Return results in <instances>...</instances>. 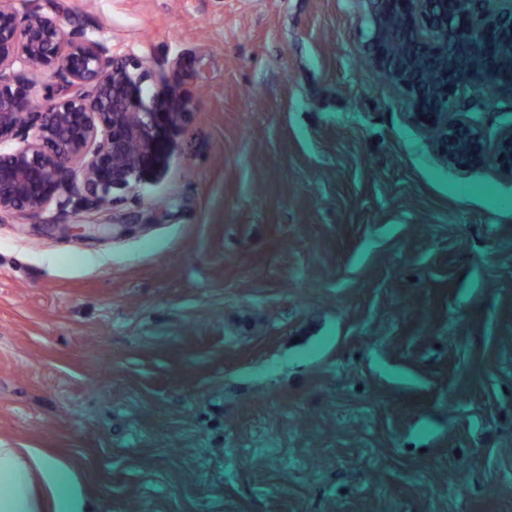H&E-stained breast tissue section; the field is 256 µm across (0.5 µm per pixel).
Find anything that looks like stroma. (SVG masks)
I'll return each instance as SVG.
<instances>
[{"label": "stroma", "instance_id": "stroma-1", "mask_svg": "<svg viewBox=\"0 0 512 512\" xmlns=\"http://www.w3.org/2000/svg\"><path fill=\"white\" fill-rule=\"evenodd\" d=\"M188 112L88 237L0 218V443L92 512H512V181L443 167L356 0H32Z\"/></svg>", "mask_w": 512, "mask_h": 512}]
</instances>
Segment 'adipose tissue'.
Segmentation results:
<instances>
[{"label": "adipose tissue", "mask_w": 512, "mask_h": 512, "mask_svg": "<svg viewBox=\"0 0 512 512\" xmlns=\"http://www.w3.org/2000/svg\"><path fill=\"white\" fill-rule=\"evenodd\" d=\"M0 512H90L67 470L39 448L0 444Z\"/></svg>", "instance_id": "1"}]
</instances>
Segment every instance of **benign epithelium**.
Returning <instances> with one entry per match:
<instances>
[{
	"mask_svg": "<svg viewBox=\"0 0 512 512\" xmlns=\"http://www.w3.org/2000/svg\"><path fill=\"white\" fill-rule=\"evenodd\" d=\"M0 3V218L54 203L101 212L116 191L135 188L159 148L160 115L183 116L184 97L148 103L149 69L132 56L29 6ZM366 54L406 93L407 119L437 160L453 169L488 165L512 181V123L490 135L478 113L488 98L512 106V0H359ZM51 70L61 83L41 107L24 70Z\"/></svg>",
	"mask_w": 512,
	"mask_h": 512,
	"instance_id": "7a95c632",
	"label": "benign epithelium"
}]
</instances>
